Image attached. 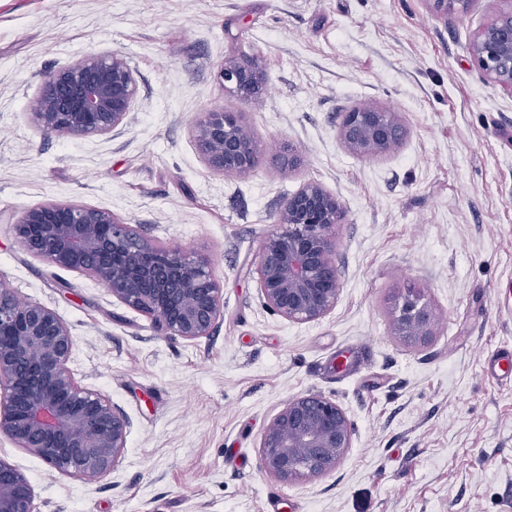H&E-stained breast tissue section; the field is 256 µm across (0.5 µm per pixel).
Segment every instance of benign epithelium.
Listing matches in <instances>:
<instances>
[{
    "instance_id": "1",
    "label": "benign epithelium",
    "mask_w": 512,
    "mask_h": 512,
    "mask_svg": "<svg viewBox=\"0 0 512 512\" xmlns=\"http://www.w3.org/2000/svg\"><path fill=\"white\" fill-rule=\"evenodd\" d=\"M429 2L434 14L446 17L469 0ZM470 56L490 82L512 91V6L472 37ZM218 79L248 103L262 92L267 75L257 61L230 55ZM136 92L122 52L89 53L44 79L29 114L45 133L101 136L124 121ZM406 134L399 113L374 104L350 108L339 126L344 149L366 157L386 155ZM193 136L214 173L244 175L258 162L259 146L240 112L208 110ZM300 162L295 149L283 147L281 168L292 171ZM343 220L336 197L315 182L288 197L277 214L279 228L261 240L255 257L267 308L294 323L319 320L333 309L341 287L335 227ZM13 231L28 252L92 277L164 336L207 338L223 312V287L204 258L159 248L109 210L47 202L25 210ZM399 299L393 333L407 341L433 335L435 310L423 291L409 286ZM73 348V336L54 310L19 301L0 277V437L55 471L92 484L124 454L131 423L109 397L76 379L69 367ZM351 445L349 419L335 400L296 396L263 431L259 466L284 483L321 476L336 470ZM33 497L26 475L0 458V512H34Z\"/></svg>"
}]
</instances>
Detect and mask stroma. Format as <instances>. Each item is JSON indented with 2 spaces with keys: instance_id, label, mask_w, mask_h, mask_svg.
<instances>
[{
  "instance_id": "obj_1",
  "label": "stroma",
  "mask_w": 512,
  "mask_h": 512,
  "mask_svg": "<svg viewBox=\"0 0 512 512\" xmlns=\"http://www.w3.org/2000/svg\"><path fill=\"white\" fill-rule=\"evenodd\" d=\"M507 0L442 19L427 0H0V278L54 310L70 367L131 422L93 484L0 438L34 512H512V382L485 359L512 347V92L472 63L469 42ZM244 47L268 78L237 102L217 71ZM121 51L137 93L105 136L37 129L45 77ZM400 113L406 139L378 158L342 146L343 112ZM242 112L262 154L244 176L203 163L192 130L214 107ZM296 148L299 169L275 157ZM314 181L344 211L341 289L325 317L263 304L255 254L282 203ZM56 201L107 209L155 244L207 260L223 287L212 336L155 331L89 276L27 253L12 225ZM437 308L406 343L391 317L406 286ZM344 367H337L338 358ZM335 399L352 428L336 471L292 484L259 468V441L289 398Z\"/></svg>"
}]
</instances>
